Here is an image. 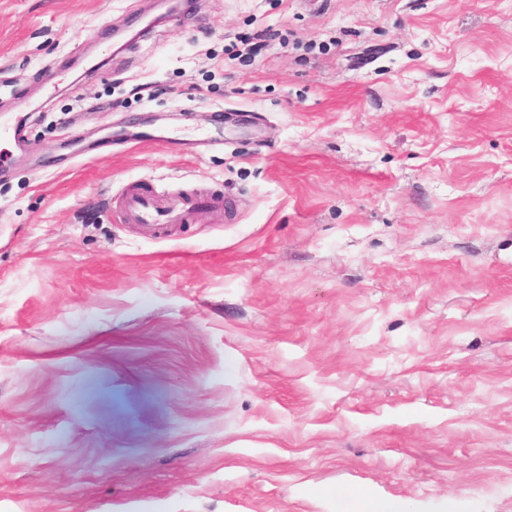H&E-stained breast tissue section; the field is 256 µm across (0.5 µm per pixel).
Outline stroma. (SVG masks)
<instances>
[{
    "label": "stroma",
    "mask_w": 512,
    "mask_h": 512,
    "mask_svg": "<svg viewBox=\"0 0 512 512\" xmlns=\"http://www.w3.org/2000/svg\"><path fill=\"white\" fill-rule=\"evenodd\" d=\"M1 109L0 512H512V0H0ZM224 208V200L221 198L205 196L186 198L163 208L157 204L154 195L134 190L124 198L123 221L126 224L150 226L159 236H164L169 224H181L197 210L224 213Z\"/></svg>",
    "instance_id": "1"
}]
</instances>
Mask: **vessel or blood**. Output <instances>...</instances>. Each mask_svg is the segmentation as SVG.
Wrapping results in <instances>:
<instances>
[{
    "mask_svg": "<svg viewBox=\"0 0 512 512\" xmlns=\"http://www.w3.org/2000/svg\"><path fill=\"white\" fill-rule=\"evenodd\" d=\"M224 208L221 198L205 196L186 198L163 208L157 204L154 195L134 190L124 198L123 220L129 224L149 226L162 236L170 225L183 223L195 211L205 209L220 213Z\"/></svg>",
    "mask_w": 512,
    "mask_h": 512,
    "instance_id": "b4317fda",
    "label": "vessel or blood"
}]
</instances>
